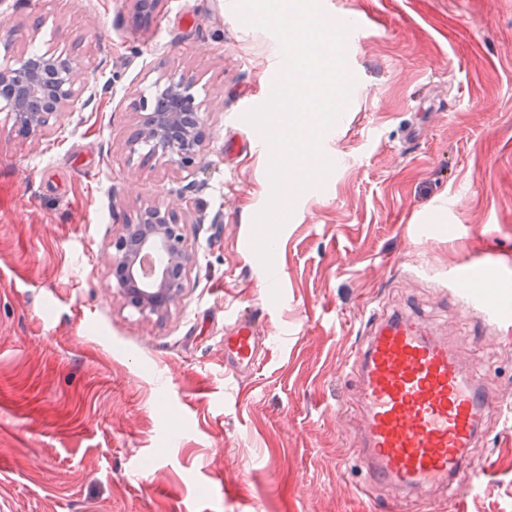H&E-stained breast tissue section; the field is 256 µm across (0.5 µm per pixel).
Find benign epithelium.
I'll return each instance as SVG.
<instances>
[{
  "label": "benign epithelium",
  "instance_id": "obj_1",
  "mask_svg": "<svg viewBox=\"0 0 512 512\" xmlns=\"http://www.w3.org/2000/svg\"><path fill=\"white\" fill-rule=\"evenodd\" d=\"M17 37L0 40V115L21 136L48 135L65 111L82 97L87 66L79 47L66 56L14 52ZM196 80L185 74L154 82V99L140 97L126 140L129 161L144 168L153 160L189 175L203 165L207 134ZM191 201L181 190L162 205L146 207L138 223L122 225L102 256L115 288L141 315L162 317L181 300L197 264L186 246L181 216Z\"/></svg>",
  "mask_w": 512,
  "mask_h": 512
}]
</instances>
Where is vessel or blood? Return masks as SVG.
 <instances>
[{
    "mask_svg": "<svg viewBox=\"0 0 512 512\" xmlns=\"http://www.w3.org/2000/svg\"><path fill=\"white\" fill-rule=\"evenodd\" d=\"M472 306L495 334L503 320L483 293ZM259 317L238 315L224 331V374L235 379L260 362ZM351 372L360 407L355 451L366 489L391 487L384 512H404V498L450 486L472 472L469 453L496 411L475 371L465 370L430 325L406 312L375 323L353 353Z\"/></svg>",
    "mask_w": 512,
    "mask_h": 512,
    "instance_id": "b4317fda",
    "label": "vessel or blood"
}]
</instances>
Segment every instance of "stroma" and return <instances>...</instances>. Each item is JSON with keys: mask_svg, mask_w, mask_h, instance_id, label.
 <instances>
[{"mask_svg": "<svg viewBox=\"0 0 512 512\" xmlns=\"http://www.w3.org/2000/svg\"><path fill=\"white\" fill-rule=\"evenodd\" d=\"M318 4L371 23L346 50L334 168L277 234L270 287L251 247L269 154L243 116L279 76L276 37L225 0H161L145 25L131 0H0L23 48L80 45L89 86L40 140L0 123V512H373L349 364L370 314L394 311L431 319L499 404L471 450L477 489L407 512H512V339L478 333L455 279L482 255L481 291L512 320V0ZM173 73L197 80L209 138L186 229L198 263L160 319L111 289L100 255L184 185L160 163L128 174L134 102ZM228 304L267 312L236 384Z\"/></svg>", "mask_w": 512, "mask_h": 512, "instance_id": "1", "label": "stroma"}]
</instances>
